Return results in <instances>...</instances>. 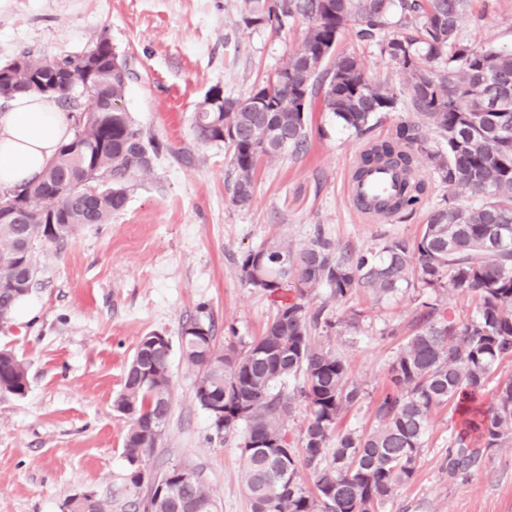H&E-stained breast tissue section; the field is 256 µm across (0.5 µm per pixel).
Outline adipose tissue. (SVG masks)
<instances>
[{"label": "adipose tissue", "instance_id": "adipose-tissue-1", "mask_svg": "<svg viewBox=\"0 0 512 512\" xmlns=\"http://www.w3.org/2000/svg\"><path fill=\"white\" fill-rule=\"evenodd\" d=\"M72 128L70 113L54 98L17 96L0 118V186L11 188L38 177Z\"/></svg>", "mask_w": 512, "mask_h": 512}]
</instances>
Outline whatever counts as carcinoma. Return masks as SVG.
Instances as JSON below:
<instances>
[{"mask_svg":"<svg viewBox=\"0 0 512 512\" xmlns=\"http://www.w3.org/2000/svg\"><path fill=\"white\" fill-rule=\"evenodd\" d=\"M468 9L469 0H244L247 28L282 30L299 18L311 25L282 68L257 86L272 91L267 111L238 96L224 98L222 112L194 115L195 138L230 151L232 199L240 205L253 199L262 159L305 149L307 114L318 98L323 111L362 135L403 97L444 142L433 149L418 127L401 122L388 139L365 144L352 169L354 180L377 165L402 172L403 188L383 208L405 218L426 190L417 162L427 160L448 197L428 212L420 238H394L377 251L345 255L320 237L296 251L274 245L249 251L239 263L244 282L272 294L295 283L298 298L280 303L261 336L240 349L227 345L206 368L200 345L216 346L213 322L204 316L182 326V358L224 395V424L210 421L215 437L274 443L241 452L252 512H386L398 487L416 474L432 411L476 402L494 366L512 356V48L465 39ZM356 19L359 37L401 60L403 90L363 81L361 59L336 53L341 33ZM113 56L101 35L63 57L23 53L0 78V99L54 94L74 113L72 139L41 178L0 191V206L18 207V220L0 223V282L15 284L0 290V322L11 320L37 284L38 250L65 243L89 224L108 223L125 208L132 183L154 167L160 144L145 137L125 109L130 70L125 61L111 64ZM73 91L84 101L72 98ZM492 99L509 108L498 113L503 122L497 126L483 111ZM273 129L288 140L268 141L266 131ZM464 195L472 201L462 202ZM417 282L473 295L476 314L461 320L441 303L426 305L389 366L392 386L376 407L378 426L367 433L348 428L342 418L363 399V388L342 357L314 340L320 312H311L306 298L326 288L344 302L367 288L382 299ZM152 337L139 340L115 400L130 417L123 450L132 465L159 443L163 429L153 436L150 427L172 407L170 357L146 348ZM144 363L148 374L140 371ZM287 383L308 409L299 443L286 429L293 412ZM27 390L25 364L0 350V393L22 397ZM465 414L445 457L452 479L471 476L490 449L512 446V377L496 384L489 406L468 407ZM301 467L315 475V490L303 485ZM189 471L168 468L162 480L176 495L150 488L138 507L197 512L198 504L214 503L202 480L182 482Z\"/></svg>","mask_w":512,"mask_h":512,"instance_id":"obj_1","label":"carcinoma"}]
</instances>
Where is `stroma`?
Segmentation results:
<instances>
[{"label":"stroma","instance_id":"35a3bbf8","mask_svg":"<svg viewBox=\"0 0 512 512\" xmlns=\"http://www.w3.org/2000/svg\"><path fill=\"white\" fill-rule=\"evenodd\" d=\"M241 0H0V64L28 53L63 56L107 36L128 62L125 107L145 136L161 143L154 169L138 178L124 210L91 224L37 256L39 280L0 327V349L28 366L24 397L0 395V512H67L88 494L106 512H134L144 495L129 481L123 453L127 416L113 406L142 336L157 332L173 346V401L162 439L146 456L148 472L195 468L218 512H251L235 442H219L197 405L196 369L179 350L181 327L207 315L219 346L248 344L278 307L277 296L241 280L238 262L263 245L300 249L323 234L338 252L381 248L392 237H420L430 209L448 195L430 166L419 208L408 218L368 222L352 205L347 182L367 141L387 139L415 120L406 105L383 113L368 134L345 129L313 104L309 140L296 156L262 160L250 204L232 200L229 152L196 141L194 113L207 91L242 95L282 68L306 27L282 30L239 22ZM478 46L512 44V0H470L463 26ZM338 52L361 58L368 79L402 90L406 75L376 44L346 31ZM443 300L457 316L476 310L473 296L408 288L389 299L362 289L345 304L327 290L309 298L331 327L316 341L351 367L364 398L344 419L359 431L376 423L389 365L416 330L423 303ZM463 410L433 411L419 468L387 512H512V447L496 449L469 481L442 467Z\"/></svg>","mask_w":512,"mask_h":512}]
</instances>
